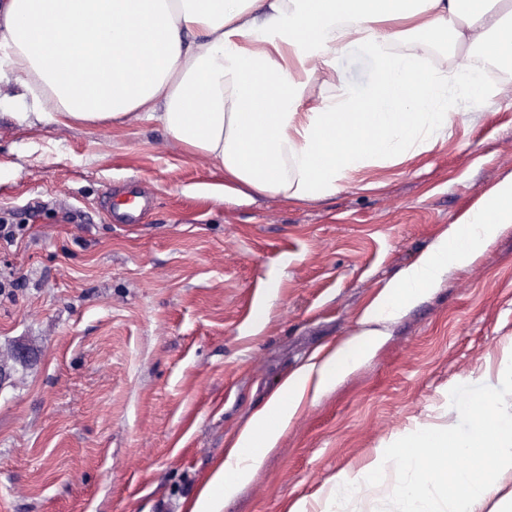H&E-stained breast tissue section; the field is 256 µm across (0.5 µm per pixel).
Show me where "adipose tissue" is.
<instances>
[{"instance_id": "ef3b65f1", "label": "adipose tissue", "mask_w": 512, "mask_h": 512, "mask_svg": "<svg viewBox=\"0 0 512 512\" xmlns=\"http://www.w3.org/2000/svg\"><path fill=\"white\" fill-rule=\"evenodd\" d=\"M448 42L511 61L512 0H0V80L26 76L36 121L159 120L223 170L233 203L321 200L363 168L403 162L446 136L449 91L473 108L494 95L474 67L425 66L429 47ZM353 45L377 66L363 97L336 69L337 54ZM348 118L351 138L342 131ZM504 224H512V174L398 273L366 329L286 380L189 512H221L305 395L353 370L380 340L382 318L469 265Z\"/></svg>"}]
</instances>
